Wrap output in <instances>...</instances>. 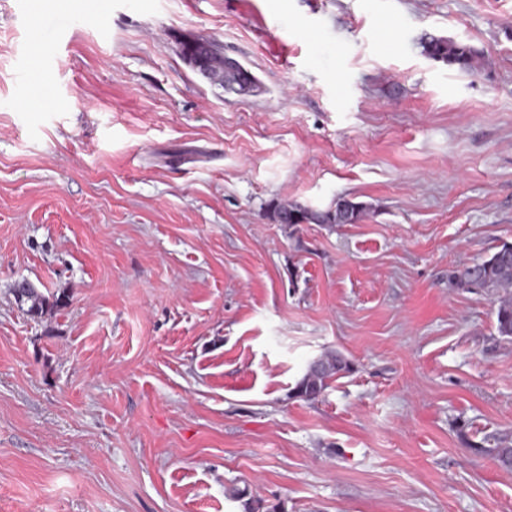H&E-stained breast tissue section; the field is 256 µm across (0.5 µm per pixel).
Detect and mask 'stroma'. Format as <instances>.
<instances>
[{
  "label": "stroma",
  "mask_w": 512,
  "mask_h": 512,
  "mask_svg": "<svg viewBox=\"0 0 512 512\" xmlns=\"http://www.w3.org/2000/svg\"><path fill=\"white\" fill-rule=\"evenodd\" d=\"M504 242L512 0H0V512H512V340L448 285ZM424 53L434 60L444 61L459 70L477 73L483 66L481 54L472 47L444 38L430 37L423 44ZM179 54L184 62L211 85L239 94L245 87L252 94L261 92V85L252 72L240 61L224 52V45L215 39H190L182 42ZM225 57V58H224ZM228 60V62L225 61ZM234 69L239 88L226 78V69ZM334 204L333 208L325 211L314 210L295 202L277 204L273 218L278 224H355L359 221L362 205L346 199H339ZM13 295L18 306L24 309L31 316H42L53 307L63 304L66 295L54 296L50 302V298L42 294L38 289L27 280L19 281L13 288ZM350 370V362L341 353L327 351L309 365L294 388L293 395L306 401L317 400L333 378Z\"/></svg>",
  "instance_id": "obj_1"
}]
</instances>
